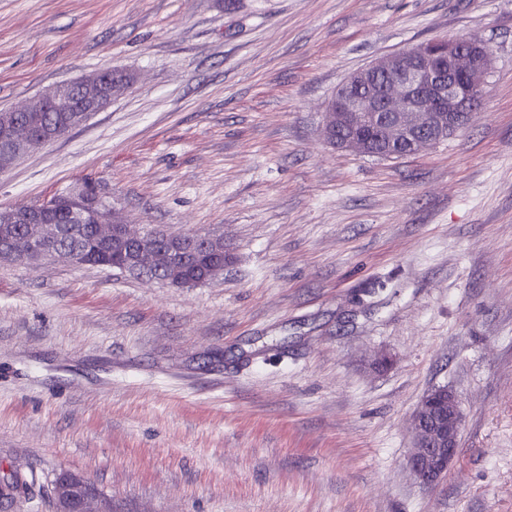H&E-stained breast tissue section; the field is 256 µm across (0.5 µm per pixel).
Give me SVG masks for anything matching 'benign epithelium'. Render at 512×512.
Returning a JSON list of instances; mask_svg holds the SVG:
<instances>
[{
  "mask_svg": "<svg viewBox=\"0 0 512 512\" xmlns=\"http://www.w3.org/2000/svg\"><path fill=\"white\" fill-rule=\"evenodd\" d=\"M491 64L488 48L466 38L420 43L381 58L356 72L346 88L326 107V140L347 150L367 152L368 143L340 130L350 120L374 123L379 140L390 147H406L409 153L437 142L428 129L442 128L445 113L476 109L474 94L480 89ZM117 73L104 69L92 77L57 84L38 98L0 112V140L11 150L0 152V169H5L35 146H44L66 135L70 127L48 131L39 120L41 112H79L85 117L100 111L125 82H112ZM63 205L80 223L98 225L99 239L112 243V258L103 265L121 271L150 274L158 269H177L182 254L179 241L165 251L149 245L151 235L137 232L131 225L112 217L111 206L100 196L77 185L64 199L0 209L3 224H32L36 233L27 246L13 242L0 246V261L34 262L60 257L72 264L80 256L52 243L60 228L49 221L51 209ZM461 400L446 387L434 388L421 399L411 429L413 446L407 465L418 482L431 488L448 473L460 448ZM54 512H112L97 507L100 494L83 477L64 471L54 482Z\"/></svg>",
  "mask_w": 512,
  "mask_h": 512,
  "instance_id": "7a95c632",
  "label": "benign epithelium"
}]
</instances>
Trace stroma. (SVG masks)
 I'll use <instances>...</instances> for the list:
<instances>
[{
	"mask_svg": "<svg viewBox=\"0 0 512 512\" xmlns=\"http://www.w3.org/2000/svg\"><path fill=\"white\" fill-rule=\"evenodd\" d=\"M483 43L479 108L396 159L339 150L353 73ZM132 77L0 171V208L89 182L140 231L223 238L181 288L67 260L0 262V512L56 475L112 512H512V0H0V110ZM445 385L459 453L422 487L411 419Z\"/></svg>",
	"mask_w": 512,
	"mask_h": 512,
	"instance_id": "obj_1",
	"label": "stroma"
}]
</instances>
